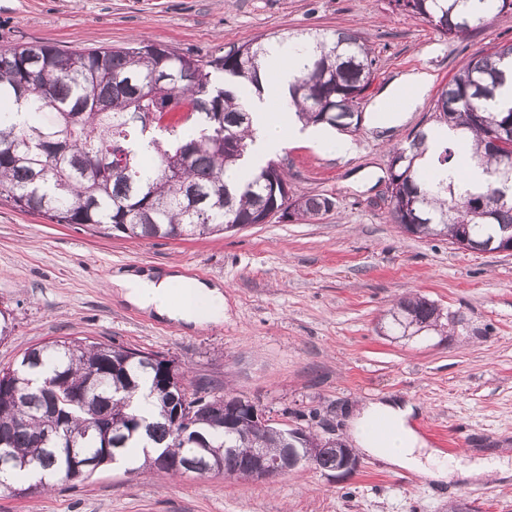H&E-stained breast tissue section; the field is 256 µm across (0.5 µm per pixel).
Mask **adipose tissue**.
I'll return each instance as SVG.
<instances>
[{
    "instance_id": "ef3b65f1",
    "label": "adipose tissue",
    "mask_w": 512,
    "mask_h": 512,
    "mask_svg": "<svg viewBox=\"0 0 512 512\" xmlns=\"http://www.w3.org/2000/svg\"><path fill=\"white\" fill-rule=\"evenodd\" d=\"M302 64L292 45L275 47L264 61L263 69L268 72L270 81L263 92H255L249 85L239 89V97L250 110L253 131L250 150L239 163L242 171H256L280 154L290 141L315 142L321 152L330 155L353 151L354 144L348 138L325 136L324 126L298 119L288 85L298 75ZM428 86L425 73L412 71L401 76L373 105L372 124L399 123L407 112L414 110ZM111 284L128 302L170 321L201 326L224 318V294L220 287L210 283L190 281L169 271L124 270L112 275ZM413 414L414 407L409 403L388 401L369 405L352 421L354 440L364 451L387 464L435 482L445 481L452 475L468 481L478 480L493 471L503 478L512 476L511 467L492 459L441 464L440 449L427 447L411 426ZM381 417L394 426L390 436L378 437L369 431L372 422Z\"/></svg>"
}]
</instances>
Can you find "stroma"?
I'll return each mask as SVG.
<instances>
[{"mask_svg":"<svg viewBox=\"0 0 512 512\" xmlns=\"http://www.w3.org/2000/svg\"><path fill=\"white\" fill-rule=\"evenodd\" d=\"M356 32L377 70L360 110L413 70L430 75L423 102L394 126L361 121L347 158L308 141L279 160L293 195L335 206L312 220L255 224L181 239L108 237L57 224L0 198V309L15 328L0 369L62 337L114 342L176 360L190 385L262 404L278 421L351 441L360 406L411 402L412 427L444 462L495 457L512 467V251L473 253L402 232L389 217V152L433 126L437 91L479 49L512 44V13L448 39L388 0H0V47H123L136 39L203 57L258 37ZM176 271L224 289V321L193 328L119 299L114 271ZM434 301L451 324L398 336L384 327L404 296ZM464 430L453 448L448 435ZM337 479L312 466L268 481L126 473L33 497L0 495V512H512V478L433 483L359 452Z\"/></svg>","mask_w":512,"mask_h":512,"instance_id":"stroma-1","label":"stroma"}]
</instances>
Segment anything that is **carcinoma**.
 Returning a JSON list of instances; mask_svg holds the SVG:
<instances>
[{
  "mask_svg": "<svg viewBox=\"0 0 512 512\" xmlns=\"http://www.w3.org/2000/svg\"><path fill=\"white\" fill-rule=\"evenodd\" d=\"M393 10L422 18L441 35L459 38L473 25L512 10V0H389ZM305 53L289 88L298 116L344 129L359 111L376 58L356 32H307L295 38ZM277 41L253 40L211 59L171 46L139 41L128 47L68 51L51 43L0 48V197L15 208L46 215L58 224H88L107 235L174 238L236 230L257 224L282 206L297 219L334 207L323 195L293 197L279 164L232 184L231 170L247 153L250 116L232 91L260 88L263 62ZM512 71V44L478 50L438 93L432 118L476 143L490 166L481 192L430 181L415 166L427 131L390 151V218L419 238L449 243L463 226L486 251L512 237V156L495 150L493 137L512 132V107L496 108L499 89ZM229 77L215 84L217 74ZM188 106L179 127L147 123L141 115ZM125 154L114 165L113 152ZM418 325L438 327L440 311L422 296L404 297L389 310L388 329L405 336ZM154 354L120 345L63 337L30 347L14 367L0 369V492L37 495L90 477L137 448L142 471L174 475L190 461L206 469L215 452L226 478H247L252 448L281 455L289 442L278 427L255 431L240 411L230 428L212 412L218 397L189 390L175 370L163 384ZM148 384L158 419L149 421L134 400ZM188 416L182 435L176 409Z\"/></svg>",
  "mask_w": 512,
  "mask_h": 512,
  "instance_id": "obj_1",
  "label": "carcinoma"
}]
</instances>
